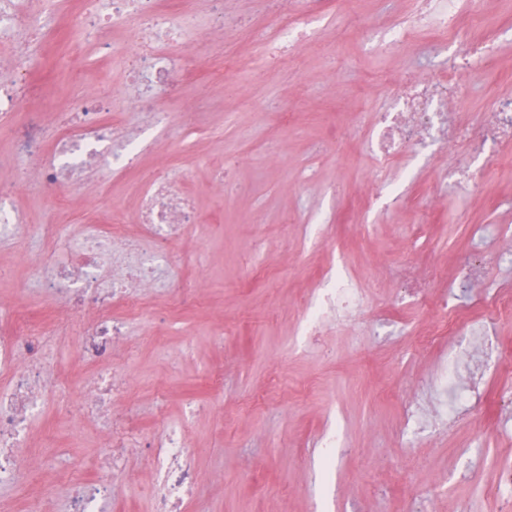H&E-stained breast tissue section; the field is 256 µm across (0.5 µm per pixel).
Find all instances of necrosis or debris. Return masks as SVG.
I'll return each instance as SVG.
<instances>
[{
	"instance_id": "1",
	"label": "necrosis or debris",
	"mask_w": 512,
	"mask_h": 512,
	"mask_svg": "<svg viewBox=\"0 0 512 512\" xmlns=\"http://www.w3.org/2000/svg\"><path fill=\"white\" fill-rule=\"evenodd\" d=\"M183 8L163 10L159 0H72V21L67 28V51L79 52L93 44L97 52L117 55L124 71L125 111L110 109L98 96L84 99L61 120L66 131L56 137L51 152L30 158L26 181L39 184L42 194L61 205L67 194L98 171L110 177L121 173V162L138 155L144 131L168 126V112H143L137 125H129L128 111L145 100L176 102L177 77L193 71L190 0ZM321 12L285 11L273 28H262L259 72L277 70L289 48L314 33L317 15L346 11L350 0H321ZM53 0H0V46L14 56L8 81H0V114L13 117L26 111L31 69L38 62L36 46L53 19ZM486 19L480 0H415L411 14L385 28H365L361 37L385 52L421 53L406 86L391 96L386 107L370 106L360 121L366 127L367 147L374 158L371 188L362 192L368 204L387 198L399 208L405 195L387 189V173L407 155L433 151L449 155L453 163L439 175L440 184L460 195L474 186L476 167L498 163L512 145V97L489 99L483 118L474 124L459 119L448 103L468 95L466 79L474 57H490L489 46L459 42L464 27H479ZM139 237H131L126 224L112 217L101 229L77 238L73 257L40 254L30 257L31 275L48 296L66 310L53 323L17 321L10 335L0 337V373L10 386L0 391V488L12 486L23 465L18 455L47 397L66 402L69 387L53 382L55 371L51 337L76 335L83 360L94 371L83 393L78 413L100 421L106 428L101 475L86 482H68L64 512H108L111 491L127 468L128 457L141 444L133 411H116L127 392V379L118 360L120 346L133 319L144 310L143 289L172 305L179 291L166 275L167 262L148 249L149 241L178 243L188 224L194 223L193 200L162 170L145 183L140 194ZM366 302L365 292L349 277L337 278L318 305L306 306L303 316L309 335H316L325 320L348 327ZM481 322L467 320L461 307L449 309L421 338L434 344L444 335L465 334L470 347L449 353L436 377L411 386L405 399L407 430H437L467 412L484 373L483 362L492 352V326L512 315V291H497L484 299ZM149 463L159 474L152 491L153 512H183L193 495L197 474L182 423L165 422L151 435Z\"/></svg>"
}]
</instances>
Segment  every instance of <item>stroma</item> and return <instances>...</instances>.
I'll return each instance as SVG.
<instances>
[{
	"label": "stroma",
	"instance_id": "35a3bbf8",
	"mask_svg": "<svg viewBox=\"0 0 512 512\" xmlns=\"http://www.w3.org/2000/svg\"><path fill=\"white\" fill-rule=\"evenodd\" d=\"M194 9L198 63L223 57L227 77L242 88L183 79L181 109L201 113V120L188 130L175 124L145 132L139 157L112 180L111 201L102 198L99 176L90 175L72 195L66 218L77 228L112 204L137 234L136 189L173 155V175L203 217L178 244L151 242L169 258L179 302L154 303L152 290L144 289L147 311L122 344L137 379L130 402L142 427L163 418L183 422L195 450L197 490L184 512H404L417 499L428 512H456L462 501L470 512H504L501 495L468 476L473 469L489 475L512 467V415L500 407L496 363L486 367L484 396L469 420L427 439L402 432L407 387L433 377L449 346L465 341L458 336L420 348L418 331L441 309L399 300L396 268L432 264L446 280L464 255L497 248L506 261L486 268L484 287L512 284V162L477 174L469 195L448 190L436 197L431 184L447 168V155L403 159L388 181L406 193L407 203L386 215L370 211L356 192L373 165L358 114L364 98L384 101L407 82L410 57L382 55L340 15L318 26L324 49L297 44L288 65L264 80L248 67L257 49L248 31L278 22L282 0H196ZM219 14L220 29L212 23ZM69 18L61 8L56 33L41 45L28 111L51 106L64 113L86 90L109 96L122 90L119 63L111 64L106 86L93 54L58 63ZM495 40L488 66L472 75L478 94L454 106L473 122L485 110L482 89L512 95V37ZM20 136V126L0 128V201L34 227L26 254H36L54 247L52 210L19 181ZM221 167L232 170L233 186L217 179ZM257 214L265 224L260 236L252 225ZM26 254L0 245V304L28 289L32 318L53 322L62 308L40 293ZM340 275L366 290L358 324L331 322L320 336L303 335L304 305ZM53 360L56 380L81 393L92 370L76 339L59 337ZM218 376L219 390L211 385ZM191 399L204 412L188 414ZM332 435L340 448L327 470L320 453ZM103 436L97 420L69 422L46 403L21 450L42 465L21 469L12 487L0 489V512H27L37 495L47 512H62L61 459L85 478L97 477ZM149 451L144 445L131 456L112 512H152L156 476L145 461Z\"/></svg>",
	"mask_w": 512,
	"mask_h": 512
}]
</instances>
